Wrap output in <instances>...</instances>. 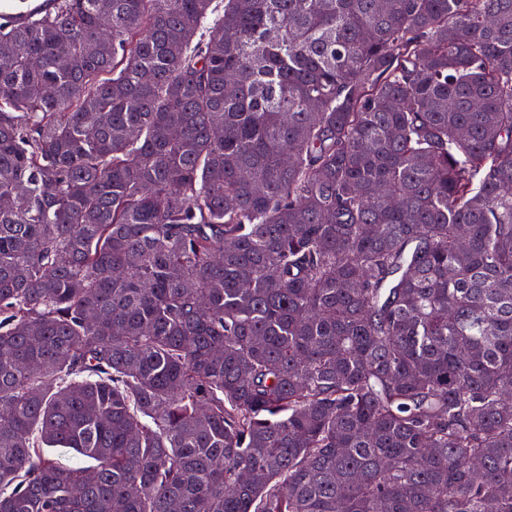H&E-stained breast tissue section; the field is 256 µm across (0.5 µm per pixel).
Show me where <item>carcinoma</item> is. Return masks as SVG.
I'll return each mask as SVG.
<instances>
[{"label": "carcinoma", "instance_id": "1", "mask_svg": "<svg viewBox=\"0 0 512 512\" xmlns=\"http://www.w3.org/2000/svg\"><path fill=\"white\" fill-rule=\"evenodd\" d=\"M57 2L0 22V512H512V0Z\"/></svg>", "mask_w": 512, "mask_h": 512}]
</instances>
